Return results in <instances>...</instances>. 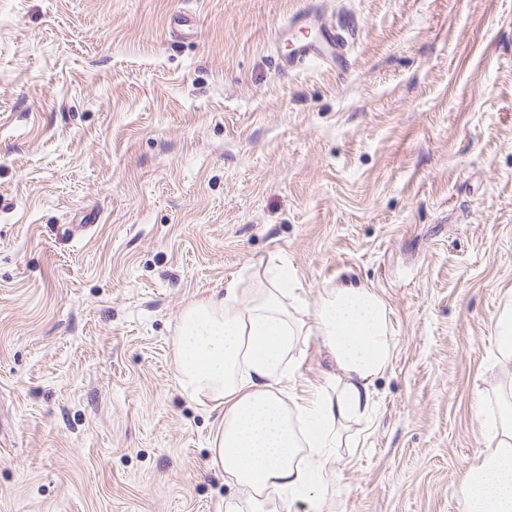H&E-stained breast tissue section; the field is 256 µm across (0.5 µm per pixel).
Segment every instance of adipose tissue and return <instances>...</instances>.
<instances>
[{"label":"adipose tissue","instance_id":"obj_1","mask_svg":"<svg viewBox=\"0 0 512 512\" xmlns=\"http://www.w3.org/2000/svg\"><path fill=\"white\" fill-rule=\"evenodd\" d=\"M301 283L281 268L259 278L248 305L239 281L224 295L191 302L174 343L175 382L190 400L216 412L210 465L246 497V508L225 512H324L330 455L348 423L374 408V384L391 366L395 343L390 309L371 287L327 289L310 318H302ZM318 337L333 370V392L298 395L291 380L300 338ZM487 418L458 495L464 512H512V385L495 417Z\"/></svg>","mask_w":512,"mask_h":512}]
</instances>
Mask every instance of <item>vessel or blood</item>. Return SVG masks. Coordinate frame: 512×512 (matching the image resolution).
<instances>
[{
  "instance_id": "1",
  "label": "vessel or blood",
  "mask_w": 512,
  "mask_h": 512,
  "mask_svg": "<svg viewBox=\"0 0 512 512\" xmlns=\"http://www.w3.org/2000/svg\"><path fill=\"white\" fill-rule=\"evenodd\" d=\"M278 35L291 44L289 51L277 57L280 71L291 73L310 63L340 71L349 68L350 36L324 16L299 11L283 24Z\"/></svg>"
}]
</instances>
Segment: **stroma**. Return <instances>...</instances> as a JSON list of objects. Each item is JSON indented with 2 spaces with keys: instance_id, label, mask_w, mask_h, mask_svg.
Instances as JSON below:
<instances>
[{
  "instance_id": "obj_1",
  "label": "stroma",
  "mask_w": 512,
  "mask_h": 512,
  "mask_svg": "<svg viewBox=\"0 0 512 512\" xmlns=\"http://www.w3.org/2000/svg\"><path fill=\"white\" fill-rule=\"evenodd\" d=\"M305 7L353 28L348 72H279ZM278 263L306 311L391 310L325 512H463L512 378V0H0V512H224L173 339ZM295 356L326 384L318 338ZM500 354L512 356V295L503 304L493 325Z\"/></svg>"
}]
</instances>
